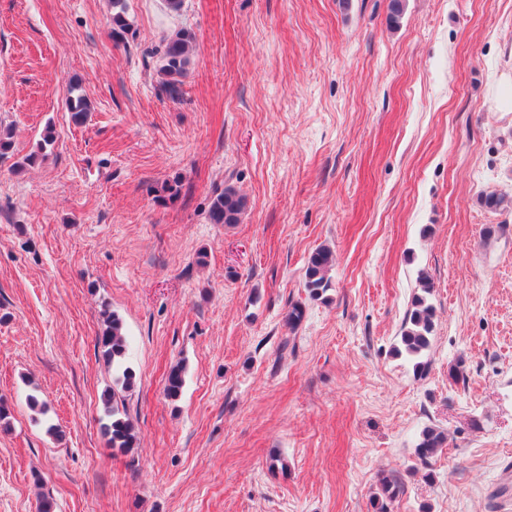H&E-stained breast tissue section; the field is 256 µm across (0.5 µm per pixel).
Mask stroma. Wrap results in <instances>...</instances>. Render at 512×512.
Returning a JSON list of instances; mask_svg holds the SVG:
<instances>
[{
  "label": "stroma",
  "mask_w": 512,
  "mask_h": 512,
  "mask_svg": "<svg viewBox=\"0 0 512 512\" xmlns=\"http://www.w3.org/2000/svg\"><path fill=\"white\" fill-rule=\"evenodd\" d=\"M389 2L128 0L118 46L109 0H0V512H374L385 476L389 512H512V0H404L395 24ZM180 28L198 51L173 90L150 52ZM228 183L231 228L208 219ZM421 267L418 373L396 347ZM106 309L137 378L128 455L101 429ZM427 426L448 445L425 466ZM247 200L231 183L217 194L209 207V220L213 224H240L246 212ZM334 256L329 248H320L310 254L304 271V288L313 300L321 299L330 287L328 273Z\"/></svg>",
  "instance_id": "35a3bbf8"
}]
</instances>
